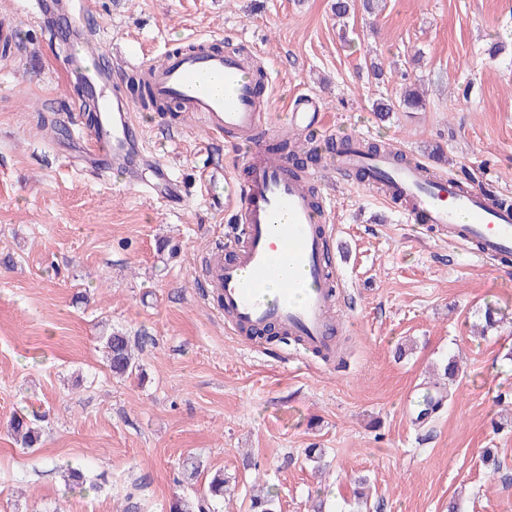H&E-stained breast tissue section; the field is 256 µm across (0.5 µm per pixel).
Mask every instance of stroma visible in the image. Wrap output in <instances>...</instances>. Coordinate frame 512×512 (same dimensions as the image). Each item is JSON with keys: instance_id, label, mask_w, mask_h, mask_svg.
I'll return each mask as SVG.
<instances>
[{"instance_id": "1", "label": "stroma", "mask_w": 512, "mask_h": 512, "mask_svg": "<svg viewBox=\"0 0 512 512\" xmlns=\"http://www.w3.org/2000/svg\"><path fill=\"white\" fill-rule=\"evenodd\" d=\"M334 0H79L92 46L144 62L194 37L251 55L272 75L271 130L318 148L314 186L335 232L343 362L294 341L231 333L203 288L209 251L232 235L225 178L247 179V145L208 137L194 113L134 105L146 161L133 175L93 169L69 114L66 50L0 0L17 49L0 56V512H166L185 457L223 471L217 512H248L253 486L280 512H355L352 478L379 512H512V260L481 261L404 216L375 187L336 174L327 146L364 133L410 160L512 203V0H383L347 24ZM502 43L491 53L493 43ZM380 62L383 81L366 65ZM425 107L405 111L406 82ZM316 101L325 124L292 126L289 103ZM391 110L379 117L377 100ZM170 166L167 201L133 181ZM172 240L175 256L158 254ZM505 319L473 334L486 305ZM138 342L141 368L109 370L100 338ZM456 359L443 384L438 369ZM42 430L26 448L13 414ZM324 449L321 462L306 451ZM501 462L491 475L485 449ZM86 491H67L66 468Z\"/></svg>"}]
</instances>
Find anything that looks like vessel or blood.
Masks as SVG:
<instances>
[{
    "label": "vessel or blood",
    "instance_id": "b4317fda",
    "mask_svg": "<svg viewBox=\"0 0 512 512\" xmlns=\"http://www.w3.org/2000/svg\"><path fill=\"white\" fill-rule=\"evenodd\" d=\"M63 59L67 76L96 96L97 123L87 146L89 155L110 156L113 168L130 171L144 149L130 104L120 90L121 73L103 69L99 52L87 49L83 27H76ZM150 87L162 100L179 102L197 114L211 135L230 132L254 149L246 161L245 183L229 182L227 199L238 236L214 251L207 279L232 328L274 325L300 338L305 350L325 359L336 352L334 305L338 271L326 256L334 236L322 222L311 196L290 171L288 158L266 152L259 140L267 115L255 95L249 64L237 54L203 49L169 53L149 70ZM349 151L336 156L341 170L367 169L386 175L385 199L403 204L407 217H425L449 243H472L483 259L512 256V211L492 206L480 190H459L452 180L433 178L420 163L398 164L392 156L365 158ZM142 195L165 199L179 185L167 168L155 169V180L139 186Z\"/></svg>",
    "mask_w": 512,
    "mask_h": 512
}]
</instances>
